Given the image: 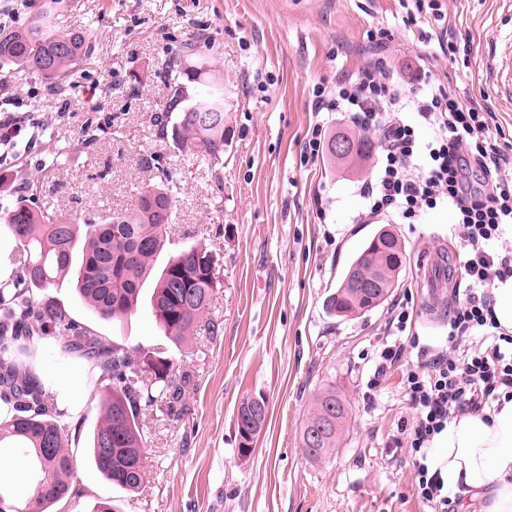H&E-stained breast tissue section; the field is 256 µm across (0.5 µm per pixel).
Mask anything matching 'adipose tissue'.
I'll return each mask as SVG.
<instances>
[{
    "label": "adipose tissue",
    "instance_id": "adipose-tissue-1",
    "mask_svg": "<svg viewBox=\"0 0 512 512\" xmlns=\"http://www.w3.org/2000/svg\"><path fill=\"white\" fill-rule=\"evenodd\" d=\"M429 464L440 470L449 498L479 501L482 512H512V399L450 418L431 444Z\"/></svg>",
    "mask_w": 512,
    "mask_h": 512
}]
</instances>
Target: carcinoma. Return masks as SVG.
Wrapping results in <instances>:
<instances>
[{"label": "carcinoma", "mask_w": 512, "mask_h": 512, "mask_svg": "<svg viewBox=\"0 0 512 512\" xmlns=\"http://www.w3.org/2000/svg\"><path fill=\"white\" fill-rule=\"evenodd\" d=\"M92 34L60 32L52 10L29 26L0 36V69L12 64L52 83L60 81L90 51ZM194 44L186 42L170 57L167 67L183 75L170 89L167 108L153 117L159 135L178 136V146L191 158L212 167L224 157V84L209 69L192 64ZM348 149L336 155V138L328 142L333 160L369 157L368 138L345 133ZM174 180L164 174L161 183L138 191L135 209L110 213L99 224H78L27 204H17L0 225V234L15 242L13 279L0 284V454L15 448L29 460L33 494L13 501L10 488L0 484V512H51L70 493L76 464L68 448L66 414L48 402L36 354L47 336L63 340V352L86 360L90 369L89 402H97L102 422L93 432L90 460L112 485L129 493L147 479L145 436L139 426L140 407L166 403L174 407L182 389L172 385L174 358L153 350L155 359L137 368L139 355L114 344L92 328L71 318L50 301L37 299L58 280L71 277L79 298L94 316L122 320L139 304L141 290L156 275L150 304L159 330L177 344L194 331L207 312L217 287L216 253L204 246L190 247L172 256L159 273L154 258L166 244V226L172 222ZM153 192V200L145 196ZM361 262L349 268L327 299L330 311L356 317L385 302L405 262V247L392 233L380 232L359 253ZM374 278L377 291L357 287ZM348 417L336 389L316 395L300 430V445L312 458L336 448ZM266 412L247 405L238 409L237 426L252 436L260 434Z\"/></svg>", "instance_id": "carcinoma-1"}]
</instances>
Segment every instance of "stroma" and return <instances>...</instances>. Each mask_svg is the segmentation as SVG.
Returning <instances> with one entry per match:
<instances>
[{
	"label": "stroma",
	"instance_id": "obj_1",
	"mask_svg": "<svg viewBox=\"0 0 512 512\" xmlns=\"http://www.w3.org/2000/svg\"><path fill=\"white\" fill-rule=\"evenodd\" d=\"M439 16L417 14L413 0H57L63 31L91 30V48L58 84L7 67L0 95L24 116L28 134L0 145V224L16 203L94 220L130 210L136 192L176 172L172 249L204 245L219 258L206 320L180 346H169L148 303L124 320L94 316L70 281L40 291L71 317L135 352L168 348L189 374L174 413L142 408L148 471L138 493L115 489L88 461L101 421L83 406L68 444L81 493L56 512H423L408 448L395 447L411 419L404 375L420 348L445 345L448 315H427L418 272L425 252L462 256L448 207L421 211L414 223L386 212L358 224L361 186L376 156L347 165L304 162L301 146L314 118L327 133L351 129L347 117L314 114L315 87H333L385 58L404 86L423 76L449 84L494 112L512 144V0H438ZM383 31V44L371 41ZM448 31L454 54L436 36ZM193 62L224 80L231 141L211 168L160 138L151 116L177 78L165 62L185 42ZM100 127L86 144L88 125ZM62 150L44 162L48 144ZM155 157L146 168L143 160ZM42 189L27 196L23 176ZM406 248L393 294L363 316L343 319L326 307L351 261L381 227ZM407 300L403 333L389 337L395 304ZM402 342L399 360L380 366L383 346ZM51 379L86 383L82 360L64 356L49 336L38 347ZM335 388L348 420L330 454L312 459L300 429L313 398ZM261 397L267 413L248 456L239 452L237 409Z\"/></svg>",
	"mask_w": 512,
	"mask_h": 512
}]
</instances>
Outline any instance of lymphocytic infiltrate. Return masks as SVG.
Masks as SVG:
<instances>
[{
	"instance_id": "1",
	"label": "lymphocytic infiltrate",
	"mask_w": 512,
	"mask_h": 512,
	"mask_svg": "<svg viewBox=\"0 0 512 512\" xmlns=\"http://www.w3.org/2000/svg\"><path fill=\"white\" fill-rule=\"evenodd\" d=\"M319 112H343L379 139L377 172L361 190L365 216L386 211L413 220L425 208L453 209L466 251L463 277L467 288L448 312V348L421 350L406 372L404 389L413 411L398 433L409 448L415 491L428 512H450L440 472L427 463L429 446L459 411L480 412L500 396H512V334L493 317L496 282L512 276V255L490 252L488 243L512 225V184L501 178L512 167L492 130L493 114L473 99L431 84L404 96L385 61L362 70L334 88L315 87ZM432 130L421 140L402 114L406 106ZM489 336L485 347L467 354L459 349L473 333Z\"/></svg>"
}]
</instances>
